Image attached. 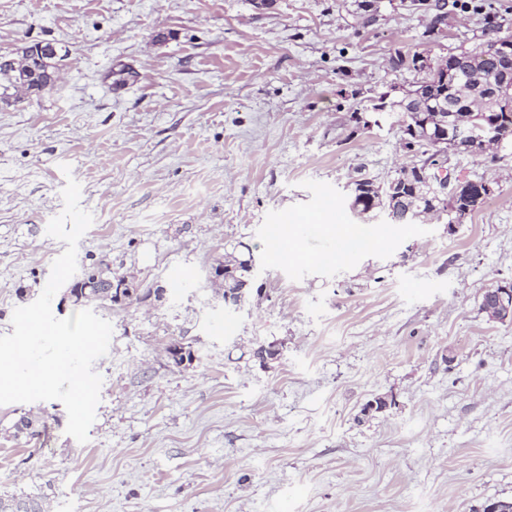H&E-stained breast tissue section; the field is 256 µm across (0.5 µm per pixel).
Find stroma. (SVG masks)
<instances>
[{
	"instance_id": "1",
	"label": "stroma",
	"mask_w": 512,
	"mask_h": 512,
	"mask_svg": "<svg viewBox=\"0 0 512 512\" xmlns=\"http://www.w3.org/2000/svg\"><path fill=\"white\" fill-rule=\"evenodd\" d=\"M0 0V56L52 43L56 84L0 102V335L64 242L68 179L96 259L162 297L92 303L113 328L86 443L57 400L0 405V496L43 512H483L512 502V146L452 153L494 192L463 223L363 220L347 186L410 157L375 97L395 51L445 57L512 36V0ZM318 224L378 237L314 263ZM278 225V249L265 243ZM248 246L230 310L211 272ZM183 287H175L176 279ZM191 346L175 366L171 338ZM278 359L260 363L259 346ZM392 399L365 416L375 396ZM34 434L17 433L20 418ZM512 286H499L487 290L483 295L485 308L494 313L493 319L499 321L512 320Z\"/></svg>"
}]
</instances>
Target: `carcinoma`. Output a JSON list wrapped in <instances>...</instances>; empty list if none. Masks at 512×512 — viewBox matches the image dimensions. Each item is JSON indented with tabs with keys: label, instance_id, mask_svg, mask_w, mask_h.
I'll return each instance as SVG.
<instances>
[{
	"label": "carcinoma",
	"instance_id": "1",
	"mask_svg": "<svg viewBox=\"0 0 512 512\" xmlns=\"http://www.w3.org/2000/svg\"><path fill=\"white\" fill-rule=\"evenodd\" d=\"M512 44V36L492 35L473 49L462 48L452 54L462 70L469 72L479 80L470 84L447 82H431V76L423 70L420 64L421 54L406 56L395 52L391 57L392 69L395 71L413 70L418 78L413 90H423V95L429 97L442 96L448 99V111H436V105L424 104L408 95L390 104V111L398 112L409 118L410 122L419 125L428 123V127L436 128L438 123L451 124L462 116L479 118L495 129L501 144L512 145V81L502 85L495 79L494 74L499 64L501 48ZM6 85L0 87V101H9L7 90L13 88L27 93H39L56 83L57 67L42 61L41 57L32 52L27 46L17 52L5 67L0 65V80ZM408 151L414 154L416 163L425 169V173L434 174L448 162V155L440 154L430 140H419L407 145ZM350 207L365 220H370L377 214L386 216L390 224H407L408 217L421 215L429 210L449 217V223L459 224L464 216L477 210L471 202L464 198L438 196L432 191L427 179L416 169L406 172L401 170L389 181L377 184L368 178H361L348 185ZM216 269L224 271L223 295H233L242 289H248L254 277L253 257L234 256L227 254L224 262ZM109 268L101 263H91L84 267L82 273L72 282L69 289L72 305L84 306L91 301L110 302L113 304L131 305L145 301L151 296V291H141L137 288L119 290L113 287ZM118 283L125 282L120 278ZM168 352L177 366L193 361L190 347L174 338L168 346ZM0 512H42L39 502L30 497L15 496L0 498Z\"/></svg>",
	"mask_w": 512,
	"mask_h": 512
}]
</instances>
